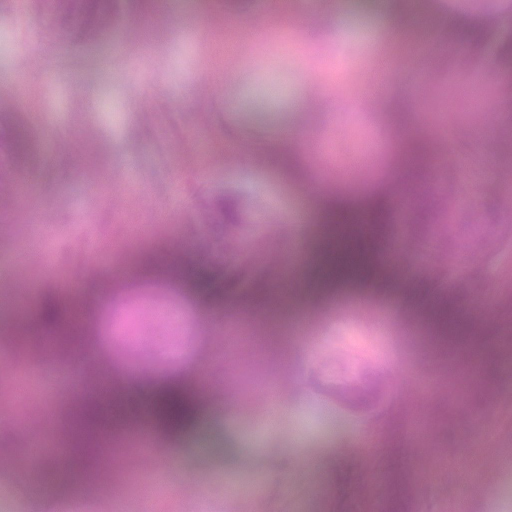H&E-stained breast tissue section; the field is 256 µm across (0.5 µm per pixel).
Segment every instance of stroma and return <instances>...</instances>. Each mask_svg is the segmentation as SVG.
Here are the masks:
<instances>
[{
	"label": "stroma",
	"mask_w": 512,
	"mask_h": 512,
	"mask_svg": "<svg viewBox=\"0 0 512 512\" xmlns=\"http://www.w3.org/2000/svg\"><path fill=\"white\" fill-rule=\"evenodd\" d=\"M0 0V502L34 505L25 483L59 445L47 422L66 410L79 358L39 360L10 337L37 306L79 310L106 382L145 408L149 387L187 376L224 391L213 424L157 434L176 468L155 471L137 434L108 438V478L91 495L61 470L41 512H136L145 482L164 486L157 512H512V248L457 312L449 340L414 266L387 257L365 281L321 285L318 253L332 228L296 227L314 192L354 207L393 190L395 157L424 141L418 196L457 199L466 224H512V59L498 42L512 0ZM150 29L123 48L130 20ZM498 55L485 72L475 55ZM295 130L298 171L270 152ZM250 203L244 219L272 231L252 255L250 288H186L201 249L188 222L197 191ZM172 269L148 280L141 259ZM389 376L374 409H339L325 390L352 373ZM468 479H461V472Z\"/></svg>",
	"instance_id": "obj_1"
}]
</instances>
